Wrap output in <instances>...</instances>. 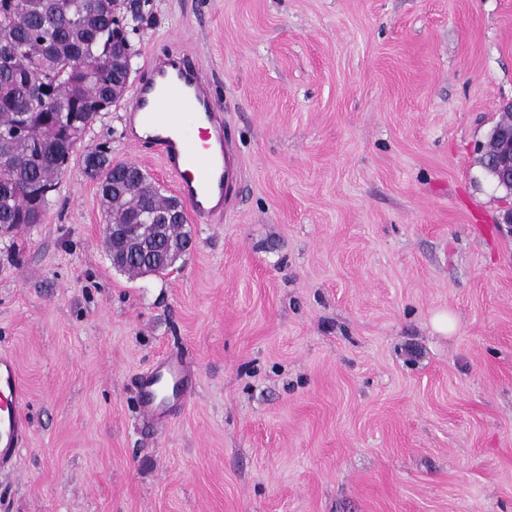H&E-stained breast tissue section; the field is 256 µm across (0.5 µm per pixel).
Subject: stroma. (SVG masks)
Returning <instances> with one entry per match:
<instances>
[{"label": "stroma", "instance_id": "stroma-1", "mask_svg": "<svg viewBox=\"0 0 512 512\" xmlns=\"http://www.w3.org/2000/svg\"><path fill=\"white\" fill-rule=\"evenodd\" d=\"M144 11L121 105L42 222L0 233V352L31 421L0 512H512V194L481 165L512 104V0ZM184 50L235 175L184 259L133 278L83 157L109 144L175 194L128 117ZM168 352L193 394L159 429L135 380Z\"/></svg>", "mask_w": 512, "mask_h": 512}]
</instances>
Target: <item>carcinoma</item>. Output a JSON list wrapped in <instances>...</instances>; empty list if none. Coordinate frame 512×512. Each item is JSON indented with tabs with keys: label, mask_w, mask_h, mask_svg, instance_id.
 Instances as JSON below:
<instances>
[{
	"label": "carcinoma",
	"mask_w": 512,
	"mask_h": 512,
	"mask_svg": "<svg viewBox=\"0 0 512 512\" xmlns=\"http://www.w3.org/2000/svg\"><path fill=\"white\" fill-rule=\"evenodd\" d=\"M142 0H0V227L39 224L85 130L118 105L132 69L130 31ZM107 144L84 157L108 224H157L190 237L182 202L138 167L112 163ZM156 250L122 270L146 275Z\"/></svg>",
	"instance_id": "1"
}]
</instances>
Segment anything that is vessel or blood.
<instances>
[{
	"label": "vessel or blood",
	"mask_w": 512,
	"mask_h": 512,
	"mask_svg": "<svg viewBox=\"0 0 512 512\" xmlns=\"http://www.w3.org/2000/svg\"><path fill=\"white\" fill-rule=\"evenodd\" d=\"M140 132L134 142H148L173 174L176 190L192 216L221 213L228 166L220 103L181 57L155 62L139 84L132 106ZM142 420L165 423L172 405L187 402L192 391L182 356L167 353L138 383ZM24 384L11 355L0 353V471L9 470L30 427L24 414Z\"/></svg>",
	"instance_id": "b4317fda"
}]
</instances>
